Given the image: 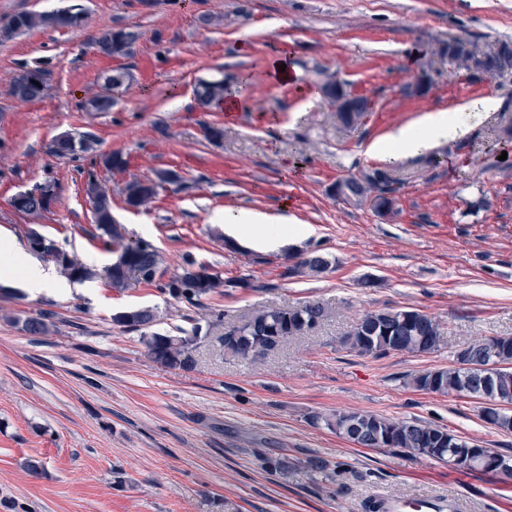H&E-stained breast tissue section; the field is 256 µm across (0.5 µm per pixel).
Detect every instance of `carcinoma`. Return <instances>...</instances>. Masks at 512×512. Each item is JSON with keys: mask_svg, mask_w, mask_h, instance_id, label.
<instances>
[{"mask_svg": "<svg viewBox=\"0 0 512 512\" xmlns=\"http://www.w3.org/2000/svg\"><path fill=\"white\" fill-rule=\"evenodd\" d=\"M9 23H0V40L12 39L32 29H58L67 24L60 11L17 12L7 17ZM139 33L127 28L106 29L91 43L93 51L105 58H129L133 56ZM489 61L499 77H512V43L507 41L487 43L477 49L470 42L454 38L448 40V60L458 73L471 70L479 58ZM37 83H31L32 77ZM50 73L35 68L22 69L13 81L12 94L20 102H32L41 97L48 87ZM128 68L123 67L105 77L103 92L80 103L86 112H109L116 103L114 94L121 91L128 81ZM199 107L205 111L219 106L224 101V82L198 81L193 89ZM161 170L156 179L142 181L133 179L126 183L124 195L131 199L138 195V204L143 205L155 197L163 186ZM351 193L348 202L355 206L372 205L374 200L386 193L397 191L394 181L385 176L377 179L366 170H358L344 178ZM85 193L95 211L94 224L98 237L111 250H132L131 264L156 274L159 256L155 247L131 248L132 241L126 239L123 225L113 220L112 195L94 174H89ZM49 210L45 199L30 194L20 204L18 211L24 214H40ZM31 251L49 258L60 272L72 281L103 278L114 289L132 285L125 270L120 266L107 265L97 271L82 264L75 256L67 253L60 256L51 248ZM328 266V260L321 255L309 254L300 258L293 268L284 272L292 277L317 274ZM224 286L221 274L210 266L185 261L181 272L159 284L162 292L168 294L186 307L198 308L204 300ZM324 317L319 305L302 304L287 308H275L254 315L244 324L227 332L222 331L218 340L224 351L241 358L264 355L289 338L314 328ZM53 314L42 311L33 317L14 319L22 323V330L38 338L50 331ZM157 315L154 309H139L137 321L125 323L117 319L112 322L128 332L140 333V341L146 355L153 362L167 368L185 370L196 366V351L201 340V327L191 330L180 329L175 334L151 330ZM441 329L428 315L419 310H377L365 314L347 333L343 343L362 355H385L390 352L425 353L433 350L439 342ZM464 352L474 358V366L464 367L465 360L456 355L454 365L417 375L410 384L421 390L439 393H463L470 397L484 399L495 406L494 418L488 424L504 432H512V336L491 337L477 341ZM326 425L345 439L364 448L388 446L400 451H410L430 459L448 463L457 456L472 461L469 466L457 465L460 471L497 473L503 466L512 464L509 456L496 448H487L464 437L452 434L447 429L417 419L394 420L367 412H338L323 417Z\"/></svg>", "mask_w": 512, "mask_h": 512, "instance_id": "obj_1", "label": "carcinoma"}]
</instances>
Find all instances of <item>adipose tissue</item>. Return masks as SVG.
<instances>
[{
	"instance_id": "ef3b65f1",
	"label": "adipose tissue",
	"mask_w": 512,
	"mask_h": 512,
	"mask_svg": "<svg viewBox=\"0 0 512 512\" xmlns=\"http://www.w3.org/2000/svg\"><path fill=\"white\" fill-rule=\"evenodd\" d=\"M466 126L446 110L427 113L420 120L400 126L375 141L370 153L384 161L417 155L442 142H452L465 135ZM227 237L244 239L261 251H275L285 244L310 237L312 227L290 223L287 217L256 210L225 211L219 216Z\"/></svg>"
}]
</instances>
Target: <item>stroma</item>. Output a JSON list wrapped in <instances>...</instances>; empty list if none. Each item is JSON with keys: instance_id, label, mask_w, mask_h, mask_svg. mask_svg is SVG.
I'll return each mask as SVG.
<instances>
[{"instance_id": "stroma-1", "label": "stroma", "mask_w": 512, "mask_h": 512, "mask_svg": "<svg viewBox=\"0 0 512 512\" xmlns=\"http://www.w3.org/2000/svg\"><path fill=\"white\" fill-rule=\"evenodd\" d=\"M81 27L36 29L0 41V252L38 229L97 268L113 254L97 238L85 193L87 170L112 193L128 232L153 243L168 280L184 260L213 266L232 285L186 308L156 285L122 291L104 280L68 292L18 278L0 296V512H361L371 495L462 499V512H512V482L460 472L413 452L363 448L313 422V415L363 411L448 428L512 455V433L485 423L480 399L419 390L411 376L454 364L476 341L512 336V80L454 73L440 48L461 37L475 46L512 43V0H82ZM136 30L125 59L131 80L108 112L77 105L100 90L116 60L92 39L108 28ZM287 60L296 82L278 78ZM49 71L45 96L21 104L9 94L22 67ZM252 87L235 117L202 111L197 80ZM332 75L371 106L364 122L340 126L313 87ZM423 94H408L420 78ZM496 98L492 112L464 104ZM430 110L457 111L468 133L425 154L381 164L368 146ZM224 130L207 142L203 125ZM89 136L95 154L122 152L124 170L92 168L90 156L60 158L52 139ZM385 167L398 181L386 216L332 195L349 173ZM175 170L183 182L137 209L123 187ZM57 186L37 216L12 197ZM285 213L309 224L302 251L329 267L283 277L286 252L229 242L217 218L227 210ZM304 302L324 307L314 329L258 359L227 355L205 338L193 369L149 360L139 335L116 312L153 308L155 329L225 328L259 311ZM417 309L441 328L428 353L362 355L341 342L366 312ZM53 314L32 340L20 318ZM285 456L287 473L265 470ZM310 458L345 462L336 482ZM43 466L32 474L27 462Z\"/></svg>"}]
</instances>
